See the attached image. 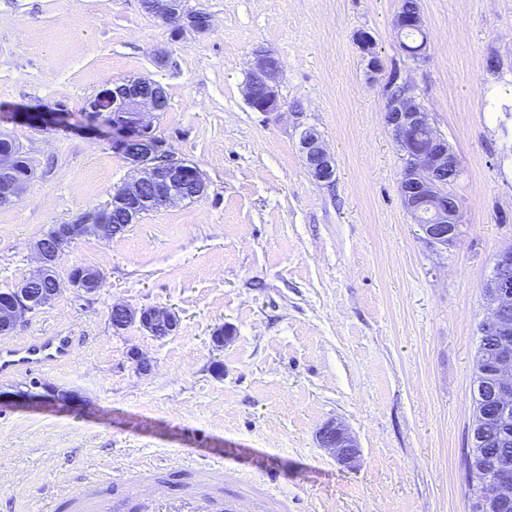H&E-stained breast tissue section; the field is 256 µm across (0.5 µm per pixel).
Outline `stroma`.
<instances>
[{
	"instance_id": "35a3bbf8",
	"label": "stroma",
	"mask_w": 512,
	"mask_h": 512,
	"mask_svg": "<svg viewBox=\"0 0 512 512\" xmlns=\"http://www.w3.org/2000/svg\"><path fill=\"white\" fill-rule=\"evenodd\" d=\"M401 4L186 0L213 27L176 38L142 0H0V135L35 172L24 197L0 207V291L36 269L32 245L52 225L104 208L128 181L123 157L86 127L105 84L159 83L157 133L207 182L202 197L122 234L74 240L58 278L90 266L102 287L63 291L0 336V351L77 338L54 368L0 375L5 392L38 382L64 394L0 405V512H38L83 470L111 478L116 512H134L133 467L184 471L186 448L232 454L257 490L287 494L288 512H469L483 286L512 245V0H420L422 63L399 48ZM362 33L383 65L374 79ZM258 50L282 66L277 114L243 96ZM393 75L461 164L463 222L445 249L401 199L404 160L384 121ZM18 112H65L72 125ZM306 126L335 158L331 183L307 172ZM116 303L170 309L179 327L164 338L136 324L114 331ZM332 421L356 437L355 467L321 447Z\"/></svg>"
}]
</instances>
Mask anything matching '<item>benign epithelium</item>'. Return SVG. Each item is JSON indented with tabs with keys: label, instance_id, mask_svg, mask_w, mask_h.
<instances>
[{
	"label": "benign epithelium",
	"instance_id": "benign-epithelium-1",
	"mask_svg": "<svg viewBox=\"0 0 512 512\" xmlns=\"http://www.w3.org/2000/svg\"><path fill=\"white\" fill-rule=\"evenodd\" d=\"M153 16L181 35L186 31L205 33L211 27L210 16L200 10L184 9L183 0H152ZM424 25L420 12L409 17L400 14L393 20V28L402 51L413 61L427 59V48L413 54L407 47L404 33L410 26ZM358 42L367 60L371 75L382 71L372 39L360 35ZM281 66L270 52L255 54L250 63L249 77L244 85L248 104L258 112L279 113L282 103L278 93ZM152 84L146 78L127 79L120 92L110 87L102 89L89 105V114L104 118L112 128V148L122 155L130 166L132 177L116 192V202L124 204L137 216L145 209H158L185 201V187L196 189L195 196L204 194L206 184L199 167L177 157L165 148L164 140L155 133L159 118L161 90L144 87ZM384 120L396 146L405 161L400 182L404 207L418 224L427 241L442 249L454 243L463 223L461 206L450 190L461 176L458 157L448 141L436 130L430 113L405 82L400 90L392 92L387 87ZM299 145L308 174L317 182L328 183L335 175V159L324 145L321 134L312 127L300 133ZM32 178V173L22 179L16 173L15 154L0 151V204L13 205L20 201ZM106 210H89L77 219L76 233L80 236L94 234L112 237V225ZM71 237L70 225L57 224L53 234L38 240L34 245L39 268L12 289L11 295L0 300V333L13 330L27 316L46 307L65 289L84 293L96 291L101 284L92 270L60 280L52 272L60 259L62 249ZM51 281L52 287L36 291L33 284ZM487 316L482 320L483 332L496 343L491 377L492 400L502 410L498 417L488 422L479 419L472 427L469 455V474L472 484L490 482L483 495L470 501V512H512V462L504 459L498 463L493 478L484 471V455L480 448L482 432L492 424L500 435H507L512 427V246L503 249L496 257L492 274L485 285ZM111 312L113 328L139 322L152 334L170 335L178 328L174 313L164 308L149 307L136 313L128 306L116 304ZM322 447L335 455L346 466L354 465L360 448L349 430L340 422H330L320 433Z\"/></svg>",
	"mask_w": 512,
	"mask_h": 512
}]
</instances>
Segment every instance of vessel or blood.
I'll list each match as a JSON object with an SVG mask.
<instances>
[{
  "mask_svg": "<svg viewBox=\"0 0 512 512\" xmlns=\"http://www.w3.org/2000/svg\"><path fill=\"white\" fill-rule=\"evenodd\" d=\"M74 342L71 336H48L40 342L7 350L0 354V373L23 365H54L68 355ZM231 472L242 480L247 477L246 472H235L223 455H212L206 466L194 468L193 489L178 498L164 494L159 478H143L138 486L141 512H241V496H224L218 491L219 482ZM99 486V479L76 476L62 492L50 495L47 512H58L63 505L69 512H112V502L100 493Z\"/></svg>",
  "mask_w": 512,
  "mask_h": 512,
  "instance_id": "vessel-or-blood-1",
  "label": "vessel or blood"
}]
</instances>
